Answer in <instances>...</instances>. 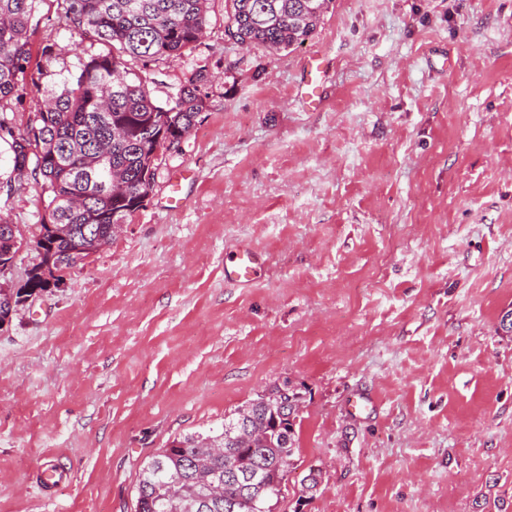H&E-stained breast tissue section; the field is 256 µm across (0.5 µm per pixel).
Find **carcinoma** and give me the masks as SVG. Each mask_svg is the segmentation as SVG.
Returning a JSON list of instances; mask_svg holds the SVG:
<instances>
[{
  "label": "carcinoma",
  "mask_w": 512,
  "mask_h": 512,
  "mask_svg": "<svg viewBox=\"0 0 512 512\" xmlns=\"http://www.w3.org/2000/svg\"><path fill=\"white\" fill-rule=\"evenodd\" d=\"M38 0H0V104L10 99L31 61L29 24ZM71 29L112 47L79 62L60 82L43 88L44 105L23 131L0 110V141L11 168L0 195L32 184L48 222L29 243L0 240V265L42 238H55V270H70L110 244V226L140 208L158 177V151L187 135L205 108L199 82L205 69L162 106L149 80L130 76L126 58H175L205 33L208 0H55ZM327 0H232L227 33L247 46L272 51L302 43L317 27ZM53 227H48V224ZM89 224L91 228L83 230ZM23 289L0 288V320L15 311ZM273 385L224 417L208 433H190L146 457L134 489V512L165 508L162 484L179 478L201 494L198 474L224 479L232 462L252 482L224 484V496L204 512H273L294 468L297 414L285 410ZM249 421L258 432L238 428Z\"/></svg>",
  "instance_id": "cac0c4a2"
}]
</instances>
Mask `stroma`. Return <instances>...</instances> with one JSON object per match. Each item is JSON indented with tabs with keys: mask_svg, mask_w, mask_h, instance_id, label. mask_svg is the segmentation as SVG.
Wrapping results in <instances>:
<instances>
[{
	"mask_svg": "<svg viewBox=\"0 0 512 512\" xmlns=\"http://www.w3.org/2000/svg\"><path fill=\"white\" fill-rule=\"evenodd\" d=\"M230 13L208 0L184 56L131 62L162 105L205 68L206 108L112 242L0 326V512H131L147 456L284 383L305 403L278 512H512V0H328L281 52ZM29 43L55 74L105 50L54 0ZM8 214L32 238L35 190ZM242 245L264 268L225 282Z\"/></svg>",
	"mask_w": 512,
	"mask_h": 512,
	"instance_id": "35a3bbf8",
	"label": "stroma"
}]
</instances>
